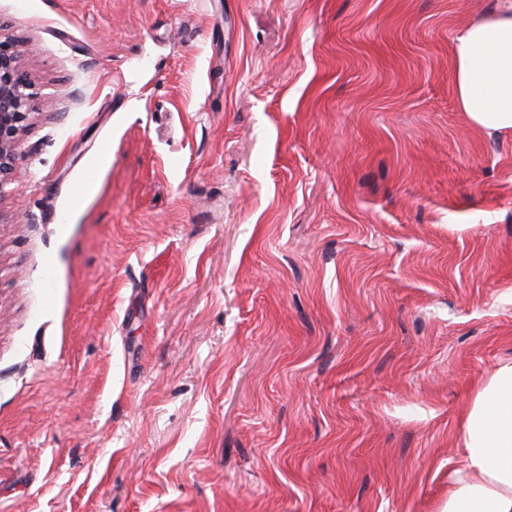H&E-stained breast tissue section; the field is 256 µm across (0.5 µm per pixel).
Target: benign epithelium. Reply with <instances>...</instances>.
<instances>
[{"mask_svg":"<svg viewBox=\"0 0 512 512\" xmlns=\"http://www.w3.org/2000/svg\"><path fill=\"white\" fill-rule=\"evenodd\" d=\"M29 49L0 37V200L18 174L19 135L34 110L35 94L21 69Z\"/></svg>","mask_w":512,"mask_h":512,"instance_id":"benign-epithelium-1","label":"benign epithelium"}]
</instances>
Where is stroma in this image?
Returning <instances> with one entry per match:
<instances>
[{
  "mask_svg": "<svg viewBox=\"0 0 512 512\" xmlns=\"http://www.w3.org/2000/svg\"><path fill=\"white\" fill-rule=\"evenodd\" d=\"M492 0H0V512H438L512 359ZM494 4L451 40L453 88L472 127L512 134V1ZM29 50L0 34V200L17 177L19 135L34 110L35 94L21 69Z\"/></svg>",
  "mask_w": 512,
  "mask_h": 512,
  "instance_id": "1",
  "label": "stroma"
}]
</instances>
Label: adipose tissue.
<instances>
[{"label":"adipose tissue","mask_w":512,"mask_h":512,"mask_svg":"<svg viewBox=\"0 0 512 512\" xmlns=\"http://www.w3.org/2000/svg\"><path fill=\"white\" fill-rule=\"evenodd\" d=\"M453 88L469 124L512 134V0L456 33ZM459 467L443 512H512V360L477 393L459 428Z\"/></svg>","instance_id":"ef3b65f1"}]
</instances>
